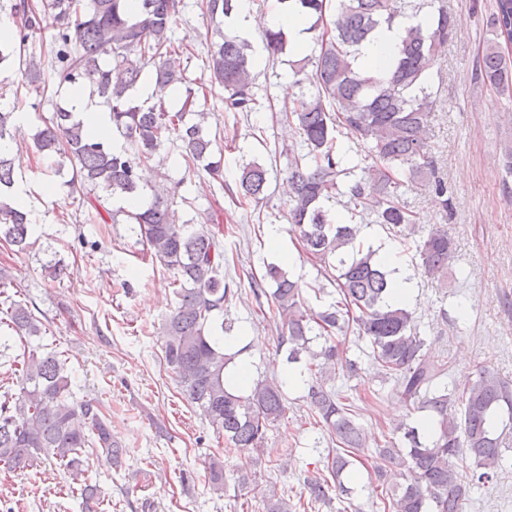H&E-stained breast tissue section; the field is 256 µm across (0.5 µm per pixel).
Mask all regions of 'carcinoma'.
<instances>
[{
  "label": "carcinoma",
  "mask_w": 512,
  "mask_h": 512,
  "mask_svg": "<svg viewBox=\"0 0 512 512\" xmlns=\"http://www.w3.org/2000/svg\"><path fill=\"white\" fill-rule=\"evenodd\" d=\"M310 20L318 54L290 64L297 88L285 116L298 128L300 148L288 150L285 191L290 232L307 255L324 264L339 300L319 310L307 306L299 281L281 267L265 265L261 280L272 286L256 289L270 301L280 319L278 342L288 346V359L307 356L314 375L306 399L335 448L323 468L303 479L310 504L328 500V490H350L343 473L354 463L376 462L378 479L387 468L399 471L402 482L383 496L387 512H462L470 489L457 481L454 464L468 461L477 484L490 482L503 466L506 430L512 421V380L479 365L462 392L441 383L449 365L432 360L426 341L414 326L413 312L388 303L391 271L377 252L357 244L360 225L339 223L327 204L339 195L359 207L376 200L375 223L395 231L416 223V213L399 200L407 184L427 187L439 196L447 189L433 178L434 159L427 141L435 112L431 79L442 49L458 21L438 0H280ZM180 0H41L36 7L18 0L14 13L22 24L0 35V64L26 46L43 26L52 31L50 68L57 87L81 85L106 107L116 146L92 136L74 112L61 106L40 117L34 134L36 151L54 159V171L71 166L70 185L100 187L113 199L141 194V166L175 147L189 169L202 168L220 190L224 169L216 157L200 99L213 87L224 89L227 112L255 110L253 46L250 40L223 32L224 19L236 0H202L203 14L220 33L208 45V81L187 85L183 56L192 50L177 45L169 33ZM333 11L332 19L326 13ZM403 25L405 35L392 57L382 63L383 77L355 65L362 43L380 27ZM491 38L476 66V78L501 96L512 97V0H494L487 18ZM288 46L287 34L265 30L263 47L274 61ZM22 75L35 93L46 88L44 62L31 54L22 61ZM363 146L371 164L344 166L338 137ZM17 183L14 158L0 153V245L26 250L33 224L30 210L13 201ZM268 171L257 162L243 165L232 199L241 206L265 198ZM136 233V243L155 257L173 278L176 307L164 326L162 350L187 401L217 433L227 452H261L267 431L284 419L287 396L277 380H258L242 392L228 389L224 369L236 357L219 346L224 339V307L236 291L224 282V245L211 229L214 218L183 220L171 208L169 190L134 211L118 209ZM455 252L454 240L442 226L433 228L419 245L418 267L441 280ZM11 329L25 341L46 335L47 326L26 300L6 297ZM368 342V357L394 382L398 397L415 412L426 413L432 432L417 426L404 432V447L393 440L370 451L364 429L356 422L350 397L324 376L336 369L354 378L359 359L340 349L339 337L350 324ZM19 392L0 402V467L23 470L37 460L54 459L74 483L80 484L84 512H98V487L81 481L86 449L97 448L115 464L123 461L122 443L93 399L77 400L71 390L69 358L59 351L23 356ZM211 492L224 496V457L207 463ZM264 512H294L297 505L275 487L257 491Z\"/></svg>",
  "instance_id": "1"
}]
</instances>
